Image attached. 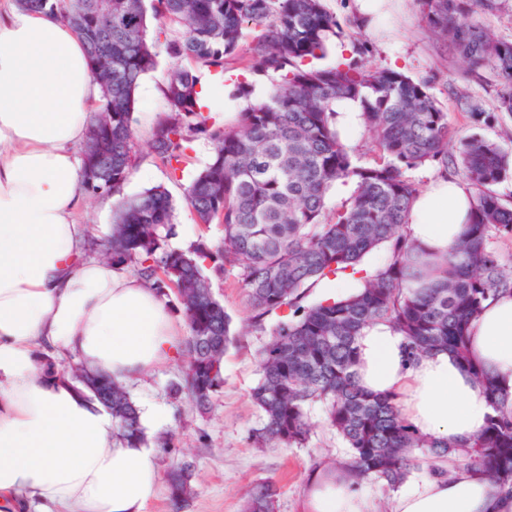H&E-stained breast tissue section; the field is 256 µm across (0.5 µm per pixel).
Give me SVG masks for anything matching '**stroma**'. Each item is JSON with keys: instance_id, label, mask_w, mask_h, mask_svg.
<instances>
[{"instance_id": "1", "label": "stroma", "mask_w": 512, "mask_h": 512, "mask_svg": "<svg viewBox=\"0 0 512 512\" xmlns=\"http://www.w3.org/2000/svg\"><path fill=\"white\" fill-rule=\"evenodd\" d=\"M342 28L323 60L324 65L361 64L372 69H390L415 80L426 81L435 100L447 111L456 137L477 132L512 155V114L497 108L501 81L489 69L469 71L448 41L430 27L416 0H398L389 18L369 25L357 13L355 0H323ZM172 62L160 55L154 69L147 72L134 94L133 127L136 135V165L120 189L121 196L133 197L161 186L175 205L174 233L169 248L184 250L199 239L219 241L224 228L202 226L184 203V194L210 156L205 139L193 142L178 175H170L150 148L154 119L166 108L162 88ZM200 85L208 89L204 106L215 126L235 123L246 99L236 93L237 85H247L252 99L265 98L272 88L270 75L252 70L247 53L226 65L224 70L195 67ZM480 102L490 119L474 126L465 109L466 101ZM211 288L240 328L250 315L248 297L237 274L211 276ZM278 315L266 318L263 328L237 337L224 355V385L210 413L192 408L186 398L170 390L182 375L181 362L155 370L145 380L129 384L135 403L149 400L162 407L168 421L146 425L147 438L169 432L175 446L195 463V495L183 512H243L251 489L263 481L275 482L279 489L277 512H305L304 502L312 474L339 469L347 457L344 442L323 421L321 408L311 412L312 429L304 447L257 448L253 432L261 424V413L250 400V391L260 378L259 352L268 342Z\"/></svg>"}]
</instances>
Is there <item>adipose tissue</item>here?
I'll use <instances>...</instances> for the list:
<instances>
[{"mask_svg":"<svg viewBox=\"0 0 512 512\" xmlns=\"http://www.w3.org/2000/svg\"><path fill=\"white\" fill-rule=\"evenodd\" d=\"M99 90L70 23L0 12V512H147L161 472L154 450L114 439L109 410L60 366L75 359L128 382L181 353L182 324L135 273L85 255L75 221L86 198L77 150ZM470 193L448 179L413 200L404 232L435 262L469 229ZM358 378L397 394L420 434L464 442L493 413L457 357L411 363L389 325L357 338ZM470 357L512 393V295L487 301ZM307 512H364L343 472L314 474ZM392 512H512V493L462 469L403 486Z\"/></svg>","mask_w":512,"mask_h":512,"instance_id":"1","label":"adipose tissue"}]
</instances>
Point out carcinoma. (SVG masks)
<instances>
[{
    "label": "carcinoma",
    "mask_w": 512,
    "mask_h": 512,
    "mask_svg": "<svg viewBox=\"0 0 512 512\" xmlns=\"http://www.w3.org/2000/svg\"><path fill=\"white\" fill-rule=\"evenodd\" d=\"M23 11L67 18L87 47L93 79L101 91L81 150L88 192H119L136 161L132 128L134 92L160 53L175 62L162 94L166 110L150 136L155 155L176 172L191 143L204 137L211 154L186 190L185 203L200 224L224 225L216 244L205 239L186 250L167 247L175 206L158 186L120 200L104 247L112 264L131 266L162 295H174L189 328L181 352L183 372L171 387L177 397L206 412L224 384V352L234 341L231 318L214 297L209 277L240 272L251 316L263 328L265 316L283 308L260 354L261 377L250 398L262 413L254 440L284 448L307 443L309 409L325 407L324 423L349 449L344 469L356 482L376 479L394 489L417 459L460 456L467 469L484 473L512 490V395L493 375L474 365L468 353L471 327L484 302L512 292V265L503 262L496 240L512 238V207L494 187L512 173V158L480 134L461 142L448 160L452 131L448 113L415 81L392 70L359 65L301 68L325 57L341 33L322 0H17ZM429 25L445 38L471 70L490 68L501 78L498 108L512 113V41L496 39L478 14L494 0H417ZM181 32L159 28L149 35L147 11ZM250 37L251 67L280 76L262 100L248 104L235 125L215 127L201 111L198 77L188 60L224 68ZM358 103L360 125L372 134L380 155L361 165L342 141L339 105ZM452 163L473 189L470 228L449 251L438 279L413 287L415 247L402 234L418 192L405 176L427 163ZM355 188L342 210L329 218L325 199L338 183ZM389 257L357 278L348 296L302 306L312 285L361 265L380 246ZM387 323L416 357L434 350L455 353L482 384L494 407L486 426L470 442L424 437L402 417L394 395L372 394L358 379L356 338L368 324ZM112 412L118 440L145 445L139 411L126 385L89 370L75 376ZM194 462L177 459L167 472L175 509L194 493ZM279 488L258 484L246 512H274Z\"/></svg>",
    "instance_id": "cac0c4a2"
}]
</instances>
